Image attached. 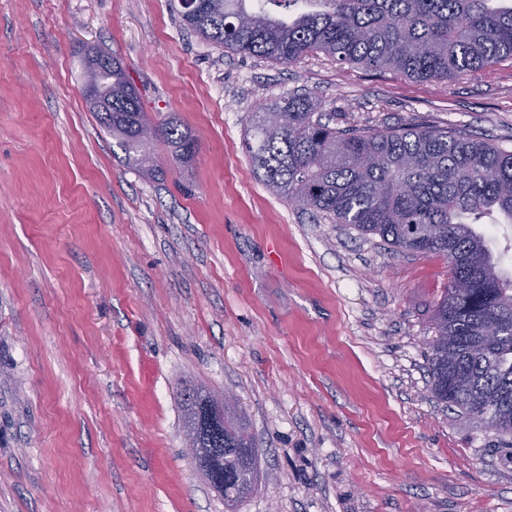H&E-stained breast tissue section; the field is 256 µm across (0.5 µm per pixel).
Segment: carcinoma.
Masks as SVG:
<instances>
[{
  "mask_svg": "<svg viewBox=\"0 0 512 512\" xmlns=\"http://www.w3.org/2000/svg\"><path fill=\"white\" fill-rule=\"evenodd\" d=\"M292 7L274 14L268 5ZM182 26L226 52L292 65L322 52L339 64L394 69L442 81L512 58V0H192ZM97 76L106 112L95 116L144 176L160 173L151 144L163 140L188 164L196 138L173 117L152 122L137 88L109 53ZM281 115L269 125L266 111ZM263 184L335 224L377 235L399 252L448 262V288L435 305L428 389L468 424L512 447V275L475 227L512 224V150L461 132L424 128L340 131L309 92L294 91L251 115L245 141ZM465 287H458L459 283ZM199 459L224 449L226 512L257 483L253 440L223 405L197 388L180 391Z\"/></svg>",
  "mask_w": 512,
  "mask_h": 512,
  "instance_id": "cac0c4a2",
  "label": "carcinoma"
}]
</instances>
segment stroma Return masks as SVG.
Masks as SVG:
<instances>
[{"instance_id": "obj_1", "label": "stroma", "mask_w": 512, "mask_h": 512, "mask_svg": "<svg viewBox=\"0 0 512 512\" xmlns=\"http://www.w3.org/2000/svg\"><path fill=\"white\" fill-rule=\"evenodd\" d=\"M177 0H0V512H224L181 382L231 393L258 480L239 512H512V448L426 383L439 256L402 253L257 178L250 115L311 92L332 126L512 150V59L448 81L282 65L184 31ZM112 54L198 141L141 176L90 112Z\"/></svg>"}]
</instances>
